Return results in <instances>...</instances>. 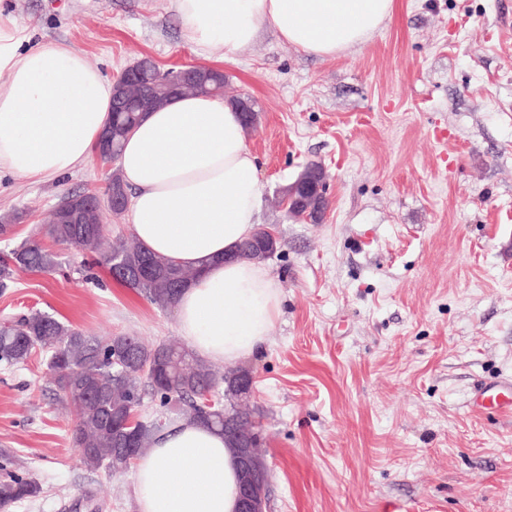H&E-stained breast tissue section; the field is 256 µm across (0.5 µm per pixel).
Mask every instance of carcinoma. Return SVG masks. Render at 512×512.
Returning a JSON list of instances; mask_svg holds the SVG:
<instances>
[{"instance_id": "1", "label": "carcinoma", "mask_w": 512, "mask_h": 512, "mask_svg": "<svg viewBox=\"0 0 512 512\" xmlns=\"http://www.w3.org/2000/svg\"><path fill=\"white\" fill-rule=\"evenodd\" d=\"M224 80H202L185 91L187 95L223 92ZM152 99L150 110L164 106L171 96L163 89L138 90ZM131 112H114L110 130L115 151L121 152L126 135L136 124ZM325 179L323 169L316 163L305 166L293 182L294 203L288 214L298 220L320 221L319 213L326 207L322 198H305V189ZM42 235L56 242L69 243L80 249L100 254V260L112 266V257H121L127 269L152 261L161 275L142 285L125 281L140 290L160 310L174 304L182 288L194 279L198 271L172 263L150 252L137 240L122 237L107 244L105 235L82 238L75 224H62L57 214L42 227ZM55 265L54 255L40 241L31 239L20 247L0 254V292L10 287L15 271L46 270ZM45 356L57 390L74 406L76 421L71 441L79 455L107 471L124 467L127 459H136L150 447L159 431L157 423L176 414L180 419L195 420L224 434L229 447H238L236 436L224 430V410L208 415L202 410V392L209 390L216 397L224 396V377L213 366L196 355L188 346L177 341H162L146 345L136 336H91L71 328L46 313L36 312L21 317L12 326L0 327V363L19 365L34 354ZM150 365L151 371L161 374L162 380L143 378L137 366ZM158 406L155 415L143 417L134 428L124 422L129 413L142 406L145 398ZM38 492L35 481L8 473L0 480V508H5Z\"/></svg>"}]
</instances>
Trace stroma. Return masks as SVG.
<instances>
[{"label":"stroma","mask_w":512,"mask_h":512,"mask_svg":"<svg viewBox=\"0 0 512 512\" xmlns=\"http://www.w3.org/2000/svg\"><path fill=\"white\" fill-rule=\"evenodd\" d=\"M32 42H63L108 80L149 56L200 63L171 0H0ZM224 70L225 97L259 114V226L282 298L244 360L265 438L267 512H512V413L471 406L512 382V0H395L375 34L336 58L265 31ZM311 162L324 220L275 193ZM96 159L46 182L0 173V252L36 237L62 196L105 195ZM53 270L20 271L0 325L40 311L98 336L179 337L175 310L45 240ZM74 414L41 357L0 364V460L35 480L6 512H139L133 469L83 463Z\"/></svg>","instance_id":"1"}]
</instances>
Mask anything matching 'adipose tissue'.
<instances>
[{"label": "adipose tissue", "mask_w": 512, "mask_h": 512, "mask_svg": "<svg viewBox=\"0 0 512 512\" xmlns=\"http://www.w3.org/2000/svg\"><path fill=\"white\" fill-rule=\"evenodd\" d=\"M203 57L232 60L262 27L307 53L333 58L368 40L394 0H173ZM0 15V170L34 181L74 171L105 129L113 86L79 51L56 41L26 47ZM118 167L131 192L135 237L200 275L180 294L179 329L219 364L262 350L280 314L278 284L262 264L234 259L257 226L261 186L238 110L208 95L177 96L145 113ZM140 512H235L236 461L224 436L181 420L135 461Z\"/></svg>", "instance_id": "obj_1"}]
</instances>
